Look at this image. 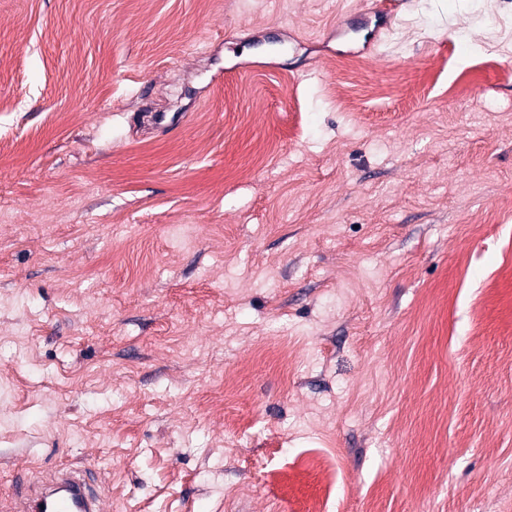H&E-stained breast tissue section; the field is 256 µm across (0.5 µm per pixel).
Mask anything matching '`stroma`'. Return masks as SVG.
<instances>
[{
  "label": "stroma",
  "mask_w": 512,
  "mask_h": 512,
  "mask_svg": "<svg viewBox=\"0 0 512 512\" xmlns=\"http://www.w3.org/2000/svg\"><path fill=\"white\" fill-rule=\"evenodd\" d=\"M368 5L0 0V505L512 512V0ZM58 484L67 487L68 493H41L35 497L22 500L18 507L12 509L17 512H97L101 508L89 498L83 485L72 476H64Z\"/></svg>",
  "instance_id": "1"
}]
</instances>
